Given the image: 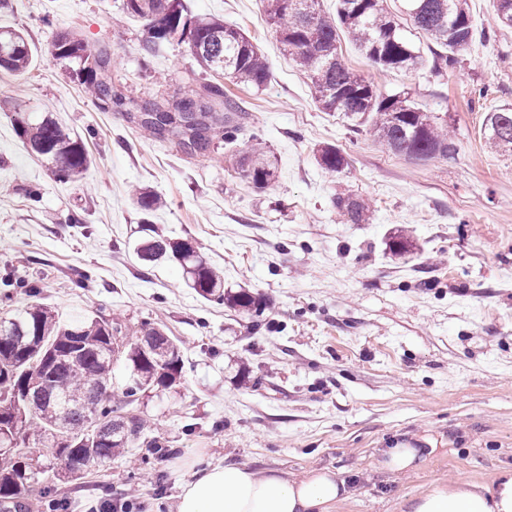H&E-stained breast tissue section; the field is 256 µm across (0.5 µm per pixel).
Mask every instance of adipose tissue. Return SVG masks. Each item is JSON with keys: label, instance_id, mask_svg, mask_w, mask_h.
Returning a JSON list of instances; mask_svg holds the SVG:
<instances>
[{"label": "adipose tissue", "instance_id": "adipose-tissue-1", "mask_svg": "<svg viewBox=\"0 0 512 512\" xmlns=\"http://www.w3.org/2000/svg\"><path fill=\"white\" fill-rule=\"evenodd\" d=\"M349 495L347 481L326 468L295 480L227 463L195 471L181 487L176 512H332ZM410 512H512V471L489 484L462 477L433 485L413 499Z\"/></svg>", "mask_w": 512, "mask_h": 512}]
</instances>
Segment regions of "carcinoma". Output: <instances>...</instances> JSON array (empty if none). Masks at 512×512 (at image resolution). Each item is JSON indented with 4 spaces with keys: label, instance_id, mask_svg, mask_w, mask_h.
<instances>
[{
    "label": "carcinoma",
    "instance_id": "cac0c4a2",
    "mask_svg": "<svg viewBox=\"0 0 512 512\" xmlns=\"http://www.w3.org/2000/svg\"><path fill=\"white\" fill-rule=\"evenodd\" d=\"M400 14L428 41L434 69L454 70L457 53L473 38L468 0H398ZM269 23L282 51L310 80L313 99L326 112H337L366 127L387 150L415 159L446 158L456 152L448 122L416 107L401 93L383 95L357 73L339 51L344 30L365 58L384 71L411 70L424 58L387 0H337L336 14L320 8V0H263ZM123 10L143 21L140 51L154 54L164 45H186L208 71L220 72L236 84L257 91L268 84L267 61L240 29L219 19L191 14L183 0H123ZM50 54L59 61H76V79L105 111L125 112L133 106L144 116L136 128L153 142L177 138L187 155L209 156L221 145L237 144L242 126L235 115L245 111L229 97L224 84L203 83L181 98L201 101L200 121L185 120L175 99L133 100L105 81L112 53L102 44H90L70 33L57 34ZM33 50L24 34L0 29V69L24 73ZM0 111L12 114L27 150L52 165L60 180L81 178L91 164L83 140L54 119L33 120L11 98L0 99ZM496 124L486 133L494 149H512V106L487 114ZM320 165L332 172L347 166L344 154L332 147L318 154ZM239 175L258 189L275 177L276 161L258 138L251 139L238 163ZM131 202L143 214L164 205L163 199L141 188ZM335 207L352 224L370 219L371 205L357 196H338ZM133 252L146 263L173 261L182 268L188 285L208 301H228L239 310L259 312L262 299L246 290L224 293V276L188 240L156 234L151 224ZM122 362L128 377L121 399L106 396L112 388V367ZM179 343L162 327L146 323L134 341L122 336L120 325L104 318H85L71 324L56 320L48 308L30 304L0 316V505L16 507L24 494L48 496L58 482L82 484L87 468L103 467L144 435V422L127 410L146 392H162L180 382Z\"/></svg>",
    "mask_w": 512,
    "mask_h": 512
}]
</instances>
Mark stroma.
Returning a JSON list of instances; mask_svg holds the SVG:
<instances>
[{"instance_id":"obj_1","label":"stroma","mask_w":512,"mask_h":512,"mask_svg":"<svg viewBox=\"0 0 512 512\" xmlns=\"http://www.w3.org/2000/svg\"><path fill=\"white\" fill-rule=\"evenodd\" d=\"M201 18L239 27L271 72L260 91L228 85L244 102L245 133L259 135L277 177L256 189L236 171L238 150L186 155L173 142L139 138L123 112H105L48 53L55 32L106 43L105 80L127 96L167 98L214 80L186 46L139 51L142 23L122 0H14L0 26L21 30L36 51L22 75L0 70V97L51 116L82 138L92 165L60 181L30 155L10 113L0 112V278L32 280L60 321L95 314L135 338L160 325L181 346L179 385L133 405L145 447L92 471L84 487L59 485L66 512L89 499L142 491L141 512H175L198 463L235 462L290 478L337 472L353 495L333 512H409L410 500L459 477L492 481L512 470V150L487 147V113L512 106V28L491 0H469L474 38L457 68L431 63L382 71L348 35L340 49L384 92L408 90L423 110L446 116L457 151L414 161L387 151L312 100L310 82L266 22L261 0H185ZM491 95L474 99V86ZM333 145L348 164L322 169ZM160 195L150 214L160 235L196 242L225 287L259 294L260 314L209 302L176 264L144 266L133 254L141 214L130 185ZM40 193L31 201L28 190ZM339 195L372 199L368 223L333 206ZM84 221L68 223L69 214ZM410 234L411 256L386 248ZM431 449L417 469L391 473L381 451Z\"/></svg>"}]
</instances>
